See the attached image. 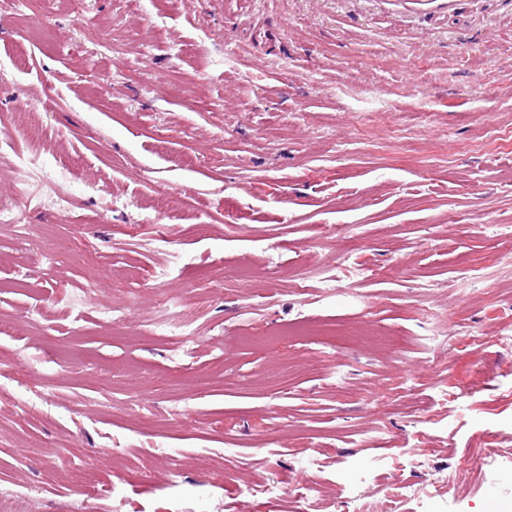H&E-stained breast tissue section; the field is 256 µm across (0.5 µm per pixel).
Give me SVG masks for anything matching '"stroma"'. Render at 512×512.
Returning <instances> with one entry per match:
<instances>
[{
  "label": "stroma",
  "mask_w": 512,
  "mask_h": 512,
  "mask_svg": "<svg viewBox=\"0 0 512 512\" xmlns=\"http://www.w3.org/2000/svg\"><path fill=\"white\" fill-rule=\"evenodd\" d=\"M6 15L0 210L28 236L0 229V350L33 370L0 364V512H387L399 482L402 512H512V0ZM62 268L84 321L48 305ZM161 297L189 362L97 319ZM270 479L321 497L234 495ZM183 306L184 304H181L179 301H172L170 304L168 301H166L161 310H158V313L153 318V320L159 327H168L171 329L170 332H172L174 335L172 337L179 341L182 353L188 356L192 353L193 350L192 345L194 343V336H191V333L186 332V324L182 321L179 324L173 321H168L169 316L171 315L169 312L170 308H178Z\"/></svg>",
  "instance_id": "35a3bbf8"
}]
</instances>
